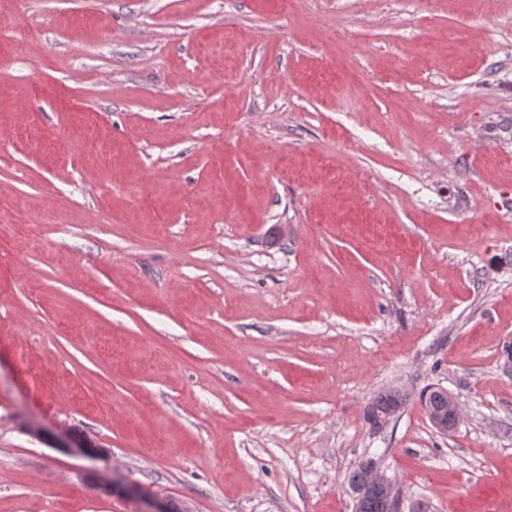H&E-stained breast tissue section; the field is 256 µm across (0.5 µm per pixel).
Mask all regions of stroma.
Returning a JSON list of instances; mask_svg holds the SVG:
<instances>
[{"label": "stroma", "instance_id": "1", "mask_svg": "<svg viewBox=\"0 0 512 512\" xmlns=\"http://www.w3.org/2000/svg\"><path fill=\"white\" fill-rule=\"evenodd\" d=\"M511 346L512 0H0V512H512ZM409 398L410 395L407 392L398 388L385 390L379 393L366 410L367 422L370 424L372 429L377 430L375 425L378 424L380 420L387 419L392 413L395 412L396 414V412L406 404ZM448 396L456 426L461 421V410L456 399L447 391L443 389L428 390L420 396V401L424 409L448 419ZM367 491H376L383 495L387 503L388 512H404V495L397 481L380 469L375 461L367 468V483L362 489L348 488L352 499V512H387L385 502L378 495H372L364 501Z\"/></svg>", "mask_w": 512, "mask_h": 512}]
</instances>
